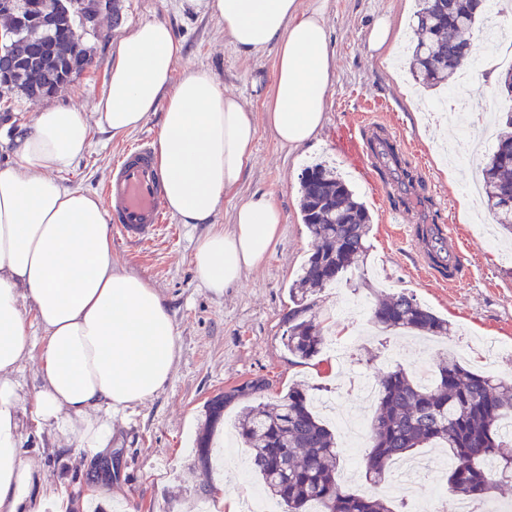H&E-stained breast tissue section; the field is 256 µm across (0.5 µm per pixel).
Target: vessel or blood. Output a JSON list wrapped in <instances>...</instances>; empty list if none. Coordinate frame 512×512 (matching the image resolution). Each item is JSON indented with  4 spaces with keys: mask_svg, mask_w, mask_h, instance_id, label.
I'll return each mask as SVG.
<instances>
[{
    "mask_svg": "<svg viewBox=\"0 0 512 512\" xmlns=\"http://www.w3.org/2000/svg\"><path fill=\"white\" fill-rule=\"evenodd\" d=\"M382 133L397 144L400 152L410 150L407 140L392 131L382 130L373 118L361 122L346 142L358 163L369 170L383 168L384 163L371 146V134ZM104 197L113 225L128 243H142L153 238L164 214L163 178L158 169L151 140H144L125 151L116 160L104 187ZM387 217L404 218L406 230L422 255L423 273L443 285L455 284L464 272L463 244L460 230L453 225H440L433 242H424L421 228L415 225L413 210L403 206L388 208Z\"/></svg>",
    "mask_w": 512,
    "mask_h": 512,
    "instance_id": "obj_1",
    "label": "vessel or blood"
}]
</instances>
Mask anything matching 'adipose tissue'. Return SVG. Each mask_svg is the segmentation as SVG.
I'll return each instance as SVG.
<instances>
[{
  "label": "adipose tissue",
  "instance_id": "adipose-tissue-1",
  "mask_svg": "<svg viewBox=\"0 0 512 512\" xmlns=\"http://www.w3.org/2000/svg\"><path fill=\"white\" fill-rule=\"evenodd\" d=\"M181 9L213 15L247 57L275 48L265 124L277 143L299 149L317 135L334 66L322 0H181ZM184 44L163 21L138 23L113 50L91 114L62 105L38 112L17 131L0 163V512H44L55 487L23 455L16 378L40 355L41 385L27 399L38 425L72 437L95 456L112 441L111 415L152 399L178 356L165 298L143 277L112 261L102 199L59 178L88 148L93 129L122 136L160 114L156 159L167 211L206 225L191 262L220 295L274 249L283 223L270 194L242 200L230 229L216 227L252 163L257 126L249 109L225 94L215 74H176ZM43 336L34 351L31 326Z\"/></svg>",
  "mask_w": 512,
  "mask_h": 512
}]
</instances>
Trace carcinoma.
<instances>
[{"label": "carcinoma", "mask_w": 512, "mask_h": 512, "mask_svg": "<svg viewBox=\"0 0 512 512\" xmlns=\"http://www.w3.org/2000/svg\"><path fill=\"white\" fill-rule=\"evenodd\" d=\"M412 75L432 87L468 67L470 35L480 24L473 0H418ZM38 11L57 17L52 28L26 26L22 40L37 52L8 63L10 79L0 87L29 99L51 96L92 63L90 50L73 37L79 26L80 0H14L12 11L0 15L12 28L18 17ZM505 126L497 149L482 168L483 198L502 230L512 234V110L501 116ZM376 149L393 160L401 178L413 185L417 177L397 149L376 138ZM302 221L315 240L313 252L289 288L292 306L285 345L301 364L318 358L325 328L315 310L316 292L336 282L366 251L372 216L336 173L322 164L309 166L301 178ZM374 323L386 330L446 336L448 320L399 293L380 300ZM265 380L247 383L210 400L209 418L218 420L227 404L260 393ZM376 410L370 420V450L363 457L365 477L384 481L391 464L408 459L419 448H446L450 458L447 482L453 494L482 502L490 489L485 464L501 465L512 478V434L502 423L512 416V383L467 368L456 355L445 354L428 384L396 368L380 377ZM237 431L248 447L251 468L264 492L284 504L287 512H394L390 502L345 489L338 475L339 453L333 430L312 408L310 389L288 387L273 404L246 407Z\"/></svg>", "instance_id": "obj_1"}]
</instances>
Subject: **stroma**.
<instances>
[{
    "instance_id": "35a3bbf8",
    "label": "stroma",
    "mask_w": 512,
    "mask_h": 512,
    "mask_svg": "<svg viewBox=\"0 0 512 512\" xmlns=\"http://www.w3.org/2000/svg\"><path fill=\"white\" fill-rule=\"evenodd\" d=\"M122 21L101 18L99 35L84 36L94 57L93 69L64 85L57 94L36 99L0 93V117L12 124L31 123L41 109L65 104L91 111L102 90L104 73L114 50L129 27L142 21L167 22L183 41L177 73L206 67L216 75L226 94L236 96L251 110L258 134L251 167L245 172L239 193L225 198L216 217L229 226L241 198L256 192L271 194L283 214V231L273 252L259 268L245 272L239 282L215 296L202 286L191 264L197 238L206 232L203 224H183L174 216L155 238L140 245L112 241V259L120 267L148 280L166 299L177 333L178 358L163 389L151 400L112 418V471L96 478L98 457L74 448L65 435L37 427L31 420L30 402H22L21 428L26 460L47 482L62 485L67 496L93 512L102 506L138 508L139 512H197L201 503L220 497L233 499L242 512L259 481L241 476L237 458L245 446L223 452L238 412L248 398L229 404L223 417L208 425L206 403L216 395L257 378L270 387L261 395L271 402L301 383L317 389L319 396L338 400L340 412L372 417L373 407L351 393H342V376L362 375L378 381L385 372L401 367L415 373L418 362L436 366L442 354L455 353L472 370L512 382V353L492 363L482 362L468 342L492 337L512 343V235L498 231L497 250L485 244L486 228L495 224L489 209L472 205L462 185L479 176L481 161L469 167H448L432 150L435 141L456 140L454 124L440 126L430 102L458 86L457 79L433 89L417 88L406 97L403 75L409 72L411 48L398 42L392 48L396 64L371 55L368 38L376 17L386 15L395 24L413 27L417 0H326L325 20L334 53V70L327 89L325 123L310 144L291 151L280 147L264 127L262 103L275 61L274 49L246 57L227 42L224 27L211 15L180 9L178 0H120ZM475 109L486 114L507 111L512 101L499 95L496 84L485 79L483 69L470 73L465 88ZM368 112L393 127L418 148L428 167L431 185L446 216L463 232L469 266L454 286L440 288L418 276L420 256L400 225L384 222V201L368 172L342 145L345 128ZM159 115L153 114L137 130L121 138L93 131L91 144L64 173L65 184L102 192L112 163L127 147L157 136ZM324 164L336 171L373 216L369 249L336 286L319 295V312L327 335L339 338L355 327L368 325L369 333L355 348L344 371H337L329 352L314 364L295 363L284 344L287 326L283 316L291 305L289 287L313 251V237L302 221L300 198L304 169ZM404 292L447 318V338H433L423 349L416 336L384 331L372 326L374 306L382 296ZM208 437V467L198 462L197 443Z\"/></svg>"
}]
</instances>
